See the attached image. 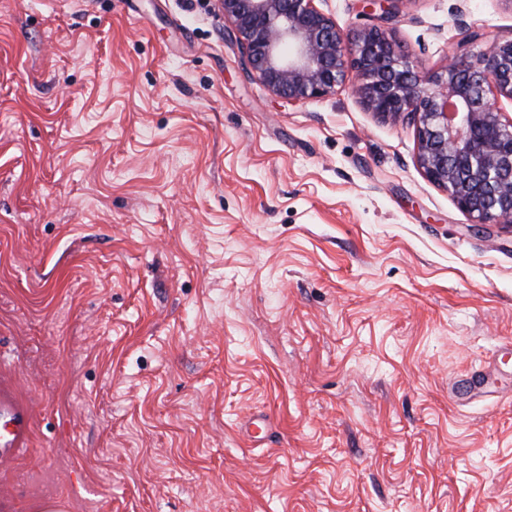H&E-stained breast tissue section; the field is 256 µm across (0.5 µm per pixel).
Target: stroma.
Masks as SVG:
<instances>
[{
    "instance_id": "obj_1",
    "label": "stroma",
    "mask_w": 512,
    "mask_h": 512,
    "mask_svg": "<svg viewBox=\"0 0 512 512\" xmlns=\"http://www.w3.org/2000/svg\"><path fill=\"white\" fill-rule=\"evenodd\" d=\"M437 69L505 0H406ZM218 0H0V512H512V230L350 88L289 104ZM33 432V421L9 388L0 385V456L14 457L27 447Z\"/></svg>"
}]
</instances>
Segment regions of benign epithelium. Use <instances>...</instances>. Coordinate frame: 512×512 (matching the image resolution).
<instances>
[{
	"mask_svg": "<svg viewBox=\"0 0 512 512\" xmlns=\"http://www.w3.org/2000/svg\"><path fill=\"white\" fill-rule=\"evenodd\" d=\"M246 75L297 104L346 86L364 108L415 127L417 163L474 224L512 228V38L473 63L424 70L378 24L344 31L318 0H219Z\"/></svg>",
	"mask_w": 512,
	"mask_h": 512,
	"instance_id": "obj_1",
	"label": "benign epithelium"
}]
</instances>
